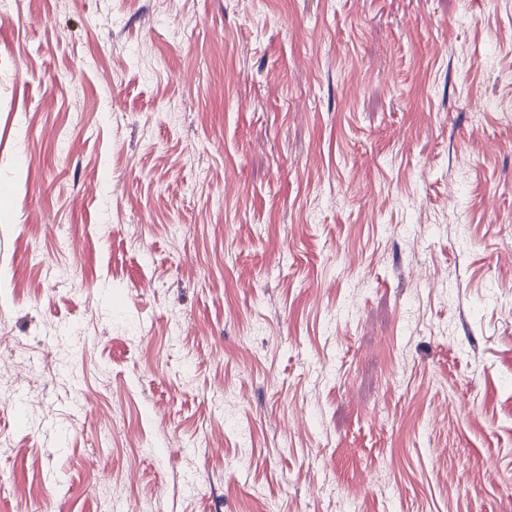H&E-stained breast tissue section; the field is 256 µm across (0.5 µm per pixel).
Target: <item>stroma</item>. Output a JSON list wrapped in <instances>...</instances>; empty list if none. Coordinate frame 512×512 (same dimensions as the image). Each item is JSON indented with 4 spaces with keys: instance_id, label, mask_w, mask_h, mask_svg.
<instances>
[{
    "instance_id": "stroma-1",
    "label": "stroma",
    "mask_w": 512,
    "mask_h": 512,
    "mask_svg": "<svg viewBox=\"0 0 512 512\" xmlns=\"http://www.w3.org/2000/svg\"><path fill=\"white\" fill-rule=\"evenodd\" d=\"M512 0H0V512H512Z\"/></svg>"
}]
</instances>
